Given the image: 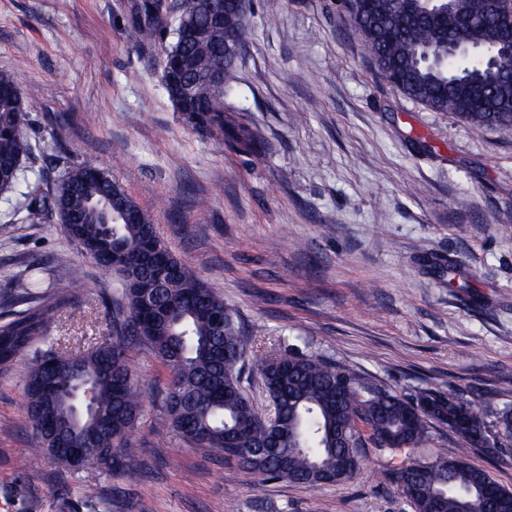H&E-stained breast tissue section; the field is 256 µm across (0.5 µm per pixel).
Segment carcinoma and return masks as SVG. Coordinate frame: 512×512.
Returning <instances> with one entry per match:
<instances>
[{"mask_svg": "<svg viewBox=\"0 0 512 512\" xmlns=\"http://www.w3.org/2000/svg\"><path fill=\"white\" fill-rule=\"evenodd\" d=\"M471 26L446 22L420 0H342L384 80L432 112H450L473 130L495 128L512 137V51L501 44L499 27L487 19L486 0H454ZM172 6L141 0L127 39L149 46L161 39L164 13ZM250 0H180L172 44L166 56L185 61L175 79L161 71L162 86L185 123L216 140H232L247 154L264 148L260 134L241 123L225 100L232 91L231 69L247 30ZM496 48L492 63L437 60L447 41ZM24 91L0 72V190L10 191L24 175L32 146L24 133ZM23 220L44 224L57 215L70 242L103 269L117 274L122 294L112 311L108 337L76 365L57 370L48 349L27 374V415L36 454L48 457L55 443L78 446L93 436L96 449L73 470L124 472L134 456L129 435L143 412V399L130 366L128 348L138 341L171 373L167 409L184 442L211 448L261 476L282 479L288 461L292 482L312 488L343 482L362 465L365 439L391 451L412 449L437 427L462 443L452 456L411 461L395 472L396 486L415 512H482L483 491L498 488L496 512H512V490L468 462L477 446L496 454L512 443V408L486 424L474 405L452 395L425 391L407 400L365 385L349 369L313 355L256 357L273 425L282 435L279 454L256 444L267 439L268 415L256 408L241 384V368L253 350L224 298L198 278L159 239L153 217L124 186L95 167L76 165L45 193L27 185ZM70 302L63 292L43 293L29 306L0 321V369L8 370L44 336L45 325ZM59 394L44 406L41 390Z\"/></svg>", "mask_w": 512, "mask_h": 512, "instance_id": "cac0c4a2", "label": "carcinoma"}]
</instances>
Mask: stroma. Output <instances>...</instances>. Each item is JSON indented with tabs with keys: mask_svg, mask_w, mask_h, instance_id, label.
<instances>
[{
	"mask_svg": "<svg viewBox=\"0 0 512 512\" xmlns=\"http://www.w3.org/2000/svg\"><path fill=\"white\" fill-rule=\"evenodd\" d=\"M132 4L0 0V71L38 89L28 179L49 188L74 165L112 174L259 352L312 354L407 398L451 393L488 419L512 407V137L473 133L384 82L338 0H252L228 103L265 148L243 153L182 121L159 78L173 35L128 42ZM26 204L0 193V302L25 309L43 268V287L75 297L47 344L89 350L121 281L59 220L23 223ZM450 257L468 288L433 274ZM37 355L0 372V512H413L391 472L458 446L445 428L412 451L369 444L356 475L320 489L261 478L175 435L170 372L135 346L145 408L132 471L32 466L25 374Z\"/></svg>",
	"mask_w": 512,
	"mask_h": 512,
	"instance_id": "35a3bbf8",
	"label": "stroma"
}]
</instances>
